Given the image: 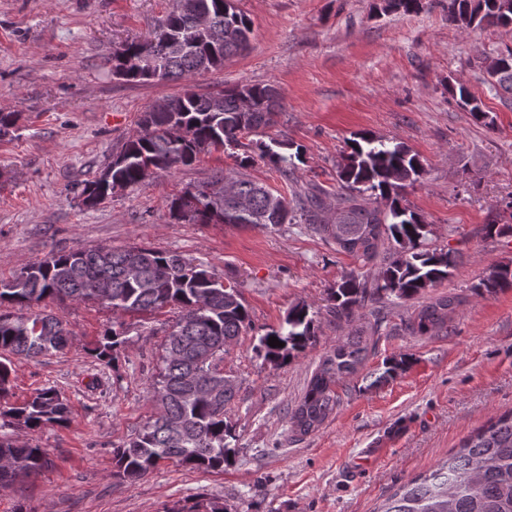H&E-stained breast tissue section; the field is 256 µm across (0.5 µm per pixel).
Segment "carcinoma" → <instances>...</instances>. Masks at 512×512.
<instances>
[{
    "label": "carcinoma",
    "instance_id": "obj_1",
    "mask_svg": "<svg viewBox=\"0 0 512 512\" xmlns=\"http://www.w3.org/2000/svg\"><path fill=\"white\" fill-rule=\"evenodd\" d=\"M425 0H387L384 10L418 13ZM448 22L462 29L509 27L512 0H448ZM168 30L134 40L115 50L108 63L112 74L126 82H146L137 69L145 51L160 55L163 70L157 80L192 79L217 71L230 56L249 48L251 22L234 0H171L170 10L156 24ZM505 65H487L493 86L512 94V49ZM279 93L273 86L245 84L213 93L193 89L154 102L141 113L138 130L123 144L120 161L106 167L107 178L84 185L82 202L95 207L110 198L115 184L127 189L146 181L155 169L191 166L197 156L218 147L232 149L238 170L215 173L211 181L232 180L231 192L221 203L199 201L192 206L184 195L171 199L169 212L177 221L194 224H233L267 228L303 224L332 241L360 267L380 264L369 277L352 272L329 289L327 314L336 323L350 324L361 309H370L373 321L356 327L332 347L309 379L305 392L290 411L296 436L317 431L340 404L335 391L341 380L357 371L367 353L376 349L381 328L388 325L380 304L389 298L403 302L429 293L448 280L458 262L452 248L424 249L428 224L402 204L401 192L424 173L419 157L402 143L372 134L352 140L336 170V210L339 223L324 224L328 192L318 182L296 176L304 163L298 145L288 155L277 151L272 139L243 142L247 135L277 123ZM276 169L289 187V196L251 179L246 169L255 159ZM136 264L140 277L127 275ZM512 288V267L498 265L474 290L493 295ZM48 298L73 302L100 301L120 312L144 313L175 306L180 315L163 345V368L149 394L157 412L133 437L113 449L115 476L134 482L162 461L192 469L222 471L233 462V426L225 409L235 398V385L208 393L200 382L222 375L221 363L231 344L251 326L238 289L201 263L177 252L152 247L115 249L99 246L51 253L8 281H0V304L22 309L0 312V427L38 430L64 427L69 422L67 399L56 389L43 388L21 404H2L10 391L12 368L8 355L37 358L64 351L72 332L61 319L29 308ZM462 304L458 295H446L420 305L400 318L399 329L410 336L448 335V323ZM123 325L105 329L91 355L100 364L116 367L125 343ZM285 343L268 345L270 337ZM316 337L309 308L297 304L285 325L259 338L257 351L275 365L286 362L312 344ZM406 354L388 358L379 379L404 370ZM48 450L18 444L0 435V490L40 470ZM376 512H512V410L465 440L430 473L420 475L389 495Z\"/></svg>",
    "mask_w": 512,
    "mask_h": 512
}]
</instances>
